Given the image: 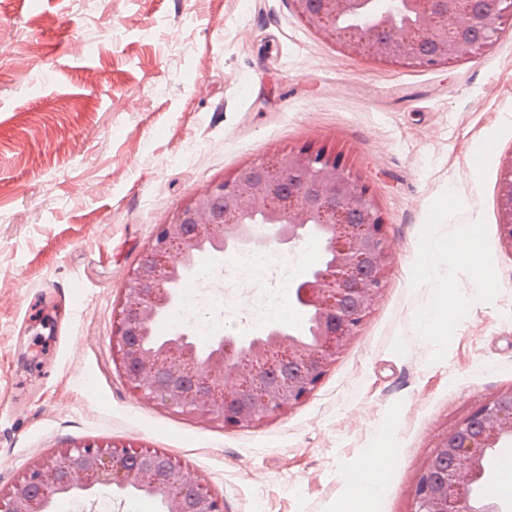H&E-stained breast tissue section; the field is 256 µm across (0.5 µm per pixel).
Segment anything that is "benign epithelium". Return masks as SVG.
I'll return each instance as SVG.
<instances>
[{"mask_svg":"<svg viewBox=\"0 0 512 512\" xmlns=\"http://www.w3.org/2000/svg\"><path fill=\"white\" fill-rule=\"evenodd\" d=\"M306 26L348 52L391 64H448L493 44L512 0H290ZM499 236L512 250V159L502 170ZM309 234L323 238L326 259L288 289L310 315L296 336L280 325L237 339L217 335L205 358L191 326L160 341L152 325L176 305L174 285L202 245L224 253L271 243L294 250ZM394 259L378 203L333 153L288 150L212 184L160 224L129 272L113 316L112 349L125 383L145 401L177 413L212 415L226 427H253L304 402L368 317ZM512 442V387L486 399L438 439L411 494V512H502L478 501L470 486L484 460ZM97 486H132L166 512H224L223 500L180 460L150 448L77 444L43 457L12 489L0 512H50L58 496Z\"/></svg>","mask_w":512,"mask_h":512,"instance_id":"1","label":"benign epithelium"}]
</instances>
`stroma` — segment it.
<instances>
[{
	"label": "stroma",
	"mask_w": 512,
	"mask_h": 512,
	"mask_svg": "<svg viewBox=\"0 0 512 512\" xmlns=\"http://www.w3.org/2000/svg\"><path fill=\"white\" fill-rule=\"evenodd\" d=\"M1 42L0 489L54 450L116 442L180 459L224 512H410L438 437L512 387V21L436 68L351 54L290 0H0ZM300 148L342 156L394 248L358 335L306 401L254 427L140 399L112 315L158 224ZM197 263L224 335H254L225 255ZM46 319L37 363L27 341ZM376 448L391 463L365 505L347 477ZM498 207L500 213L499 236L502 243L512 250V158L506 162L501 173Z\"/></svg>",
	"instance_id": "1"
}]
</instances>
